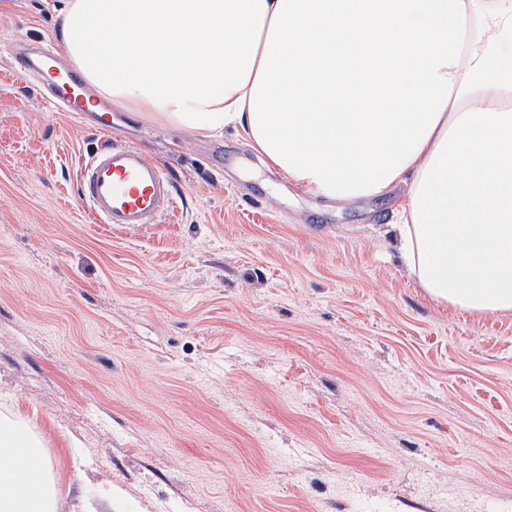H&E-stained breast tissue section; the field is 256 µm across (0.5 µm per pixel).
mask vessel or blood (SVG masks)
I'll return each mask as SVG.
<instances>
[{
    "instance_id": "1",
    "label": "vessel or blood",
    "mask_w": 512,
    "mask_h": 512,
    "mask_svg": "<svg viewBox=\"0 0 512 512\" xmlns=\"http://www.w3.org/2000/svg\"><path fill=\"white\" fill-rule=\"evenodd\" d=\"M13 70L33 76L59 111L84 118L91 89L82 76L59 69L53 51L34 47L17 53ZM77 187L95 223L111 229L143 231L160 223L175 207V189L168 170L150 160L138 146L108 137L77 172Z\"/></svg>"
}]
</instances>
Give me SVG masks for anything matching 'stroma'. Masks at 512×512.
Here are the masks:
<instances>
[{"label":"stroma","mask_w":512,"mask_h":512,"mask_svg":"<svg viewBox=\"0 0 512 512\" xmlns=\"http://www.w3.org/2000/svg\"><path fill=\"white\" fill-rule=\"evenodd\" d=\"M64 0H0V417L57 470L58 512H512V312L431 299L391 225L261 166L234 130L107 111L170 168L140 232L78 197L96 128L10 56Z\"/></svg>","instance_id":"1"}]
</instances>
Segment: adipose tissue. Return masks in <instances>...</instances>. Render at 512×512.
I'll return each instance as SVG.
<instances>
[{
    "mask_svg": "<svg viewBox=\"0 0 512 512\" xmlns=\"http://www.w3.org/2000/svg\"><path fill=\"white\" fill-rule=\"evenodd\" d=\"M71 63L113 107L233 127L341 202L405 189L398 250L434 300L512 311V0H65ZM39 443L0 419V512H56Z\"/></svg>",
    "mask_w": 512,
    "mask_h": 512,
    "instance_id": "adipose-tissue-1",
    "label": "adipose tissue"
}]
</instances>
